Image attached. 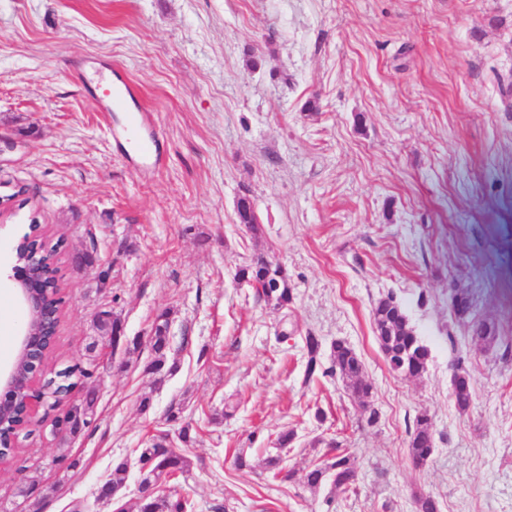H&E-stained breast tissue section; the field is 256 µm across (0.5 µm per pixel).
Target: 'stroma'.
Instances as JSON below:
<instances>
[{
	"mask_svg": "<svg viewBox=\"0 0 512 512\" xmlns=\"http://www.w3.org/2000/svg\"><path fill=\"white\" fill-rule=\"evenodd\" d=\"M117 68L165 144L156 170L122 145L129 110L92 84ZM511 80L512 0H0V241L33 215L61 241L56 365L92 372L0 465V512H137L138 458L161 433L189 462L170 488L192 512H415L421 494L438 512H512ZM245 193L262 238L236 221ZM257 253L287 267V308L237 282ZM453 286L472 293L468 317ZM390 293L429 349L421 378L391 372L376 338ZM104 310L124 327L112 352L93 347ZM20 318L1 281L2 366ZM475 321L493 345L472 341ZM310 333L321 367L337 339L362 358L375 424L339 379L305 381ZM90 392V424L51 437ZM423 413L435 450L418 466ZM339 446L355 485L308 488ZM120 459L126 481L102 499ZM169 322L167 314H161L154 327V334L150 336V346L155 353V358L146 366V372L149 374L160 373L164 367L165 351L169 346V336H167ZM455 366H457V367H459V368H461L463 370V372L468 376L467 378H468V381H469V383H468L466 381V379H464V376H462L460 374L455 376L457 371L452 368V375H451L452 380L454 379V381H457L458 379L462 378L456 384V386L454 388L453 395H454L455 405H456L457 409L459 411H461V412H464L471 405L472 392H473V382H472V379H471V376H470L469 372H467L463 368V366H462V364L460 362L456 363ZM431 427L427 415L416 417L409 441L410 454L416 463L425 462L424 454L430 448H434V433Z\"/></svg>",
	"mask_w": 512,
	"mask_h": 512,
	"instance_id": "1",
	"label": "stroma"
}]
</instances>
